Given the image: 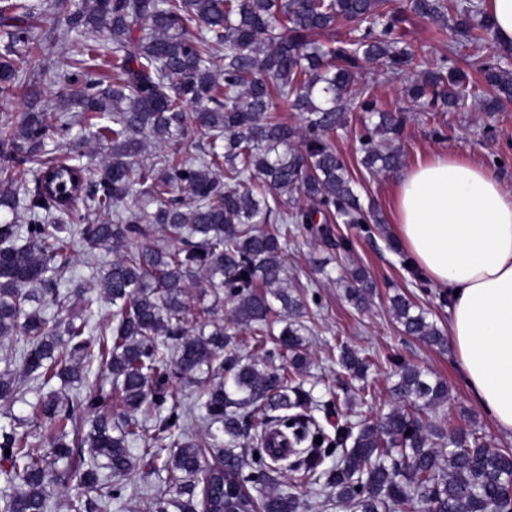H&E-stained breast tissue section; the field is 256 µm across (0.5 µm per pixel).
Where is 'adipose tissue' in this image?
Wrapping results in <instances>:
<instances>
[{
  "label": "adipose tissue",
  "instance_id": "adipose-tissue-1",
  "mask_svg": "<svg viewBox=\"0 0 512 512\" xmlns=\"http://www.w3.org/2000/svg\"><path fill=\"white\" fill-rule=\"evenodd\" d=\"M400 240L448 289V329L475 402L512 433V191L482 163L441 154L400 179Z\"/></svg>",
  "mask_w": 512,
  "mask_h": 512
}]
</instances>
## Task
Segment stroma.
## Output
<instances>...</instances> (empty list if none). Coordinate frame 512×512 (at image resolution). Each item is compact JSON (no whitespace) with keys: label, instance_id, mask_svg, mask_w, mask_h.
Here are the masks:
<instances>
[{"label":"stroma","instance_id":"1","mask_svg":"<svg viewBox=\"0 0 512 512\" xmlns=\"http://www.w3.org/2000/svg\"><path fill=\"white\" fill-rule=\"evenodd\" d=\"M39 91L35 102L22 88L5 97L0 95V127L16 125L34 104L50 117H57L56 103L61 96L69 95V87L48 73L42 76ZM375 98L379 107L408 113L400 137L405 167L438 153L476 159L512 190V111H449L440 113L432 123L412 111L401 82L379 83ZM437 126L446 130V137L434 135ZM338 232L351 239L354 261L363 265L376 283L373 302L367 309H355L344 298L342 289L336 287L334 280L344 270L332 263L333 251L329 246L301 234L288 246L285 256L292 282L312 287L321 298L320 307L314 308L307 322L306 334L310 368L305 380L313 388L317 418L338 410L351 421L373 422L391 411L397 402L390 393L388 360L396 357L447 381L449 399L440 408V415L448 416L456 426L476 432L489 445L512 448V435L500 431L492 417L473 401L453 349L431 346L417 337L404 335L389 313L391 296L403 293L429 309L432 320L440 328H447L448 304L443 289L430 281L417 286L410 269L402 263V254L389 247L385 234L368 236L348 224L339 225ZM340 341L357 350L360 356L371 359L372 366L365 380L351 379L337 365L336 344ZM268 485L298 496L307 505L305 512H352L341 504L320 508L319 503L325 501L329 490L318 482L299 484L289 475L274 472ZM166 490L161 478L147 472L137 486L128 488L122 500L103 499L99 506L102 512H152L156 497Z\"/></svg>","mask_w":512,"mask_h":512}]
</instances>
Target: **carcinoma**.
<instances>
[{"label": "carcinoma", "instance_id": "obj_1", "mask_svg": "<svg viewBox=\"0 0 512 512\" xmlns=\"http://www.w3.org/2000/svg\"><path fill=\"white\" fill-rule=\"evenodd\" d=\"M0 0V92L23 75L54 69L33 51L47 41L44 24L63 15V37L83 56L75 101L62 100L76 118L57 134L66 152L39 162L30 179L0 192V211L25 222H0V337L23 333L19 355L24 380L0 373V401L41 391L53 380L81 383L84 363L98 362L111 379L69 396L56 393L31 405L30 421L0 426V512H48L55 485L76 477L109 500L122 499L138 480L131 448L174 490L156 499L154 512H300L295 494L256 498L247 483L286 471L309 482L326 477L336 503L355 512H512V448H492L459 428L423 418L448 401V385L402 361L392 393L398 405L375 424L349 419L328 432L307 410L313 403L301 377L307 300L293 294L284 253L294 230L345 254L352 241L334 235L339 222L383 230L385 219L362 206L346 159L329 142L349 112L364 113L359 135L361 166L369 177L404 163L400 111L378 108L384 77L405 82L418 111L436 118L445 109L469 112L480 96L488 112L512 103V63L495 46L494 23L480 0ZM438 25L448 53L433 59L415 48L406 9ZM352 25L346 45L322 36L339 23ZM106 31L110 42L97 39ZM484 53L469 58L464 50ZM481 73L484 88L459 66ZM375 64L364 73L365 64ZM297 112L301 124L281 119L277 102ZM112 113L101 126L104 146L96 174L72 147V126L95 113ZM51 125L40 110L23 114L16 128L0 132L3 173L43 152ZM207 149L195 159L177 146L195 134ZM176 147L154 160L149 144ZM112 216L89 222L88 210ZM162 238L151 243L156 233ZM132 250L101 269L98 282L112 304V328L91 337L88 314L95 300L82 286L79 313L51 326L42 307L61 302L57 279L79 244L89 249ZM204 274L216 299L233 301L230 321L188 327L187 298ZM345 298L368 307L375 294L368 272L355 264L342 281ZM389 312L405 334L444 346V331L428 312L402 295ZM212 325L208 332L204 327ZM278 354L280 366L258 352ZM339 363L362 377L369 362L346 345ZM207 373L199 397L207 431L197 440L155 448L146 423L169 437L186 429L192 408L170 390L172 378ZM45 421L50 451L27 428ZM258 458L236 451L244 427ZM321 443H315L316 437ZM10 455H5V449ZM218 458L204 464L207 454ZM336 456V468L324 462ZM258 468L249 479L246 468ZM120 479L101 482L99 470Z\"/></svg>", "mask_w": 512, "mask_h": 512}]
</instances>
